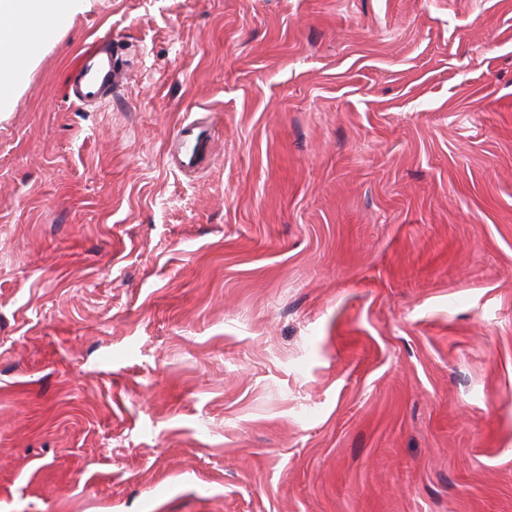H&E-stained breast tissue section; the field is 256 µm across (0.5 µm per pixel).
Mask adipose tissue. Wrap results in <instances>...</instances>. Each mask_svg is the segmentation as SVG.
I'll list each match as a JSON object with an SVG mask.
<instances>
[{"label": "adipose tissue", "instance_id": "1", "mask_svg": "<svg viewBox=\"0 0 512 512\" xmlns=\"http://www.w3.org/2000/svg\"><path fill=\"white\" fill-rule=\"evenodd\" d=\"M89 6L90 0H0V40L11 41L10 50L0 52V70H27L36 26L44 16L65 24Z\"/></svg>", "mask_w": 512, "mask_h": 512}]
</instances>
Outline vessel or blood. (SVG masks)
<instances>
[{
  "label": "vessel or blood",
  "instance_id": "1",
  "mask_svg": "<svg viewBox=\"0 0 512 512\" xmlns=\"http://www.w3.org/2000/svg\"><path fill=\"white\" fill-rule=\"evenodd\" d=\"M117 75L118 65L111 41L96 40L81 52L68 78L69 95L82 103L108 101ZM175 138L180 145V166L188 170L197 169L209 154V128L190 122L178 128Z\"/></svg>",
  "mask_w": 512,
  "mask_h": 512
}]
</instances>
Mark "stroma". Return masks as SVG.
Segmentation results:
<instances>
[{
	"label": "stroma",
	"instance_id": "obj_1",
	"mask_svg": "<svg viewBox=\"0 0 512 512\" xmlns=\"http://www.w3.org/2000/svg\"><path fill=\"white\" fill-rule=\"evenodd\" d=\"M0 512H512V0H91L37 45ZM118 65L112 41L98 39L87 46L69 75V96L82 103H102L112 96ZM175 139L180 145L179 164L185 169H197L210 153L211 132L207 126L194 122L183 124L176 131Z\"/></svg>",
	"mask_w": 512,
	"mask_h": 512
}]
</instances>
